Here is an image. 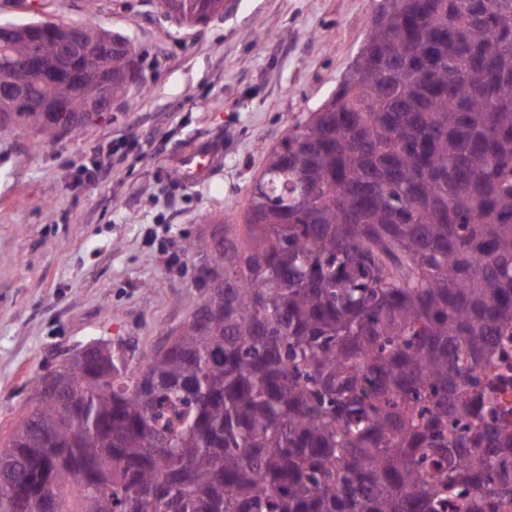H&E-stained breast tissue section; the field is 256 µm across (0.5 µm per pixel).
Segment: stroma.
Instances as JSON below:
<instances>
[{"instance_id": "obj_1", "label": "stroma", "mask_w": 512, "mask_h": 512, "mask_svg": "<svg viewBox=\"0 0 512 512\" xmlns=\"http://www.w3.org/2000/svg\"><path fill=\"white\" fill-rule=\"evenodd\" d=\"M379 0H225L198 26L153 0H0V23L54 20L127 37L147 80L110 120L48 143L0 132V437L67 354L111 344L129 363L187 315V241L241 223L269 153L348 73ZM223 157L172 176L197 141Z\"/></svg>"}]
</instances>
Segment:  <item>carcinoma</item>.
<instances>
[{"instance_id": "carcinoma-1", "label": "carcinoma", "mask_w": 512, "mask_h": 512, "mask_svg": "<svg viewBox=\"0 0 512 512\" xmlns=\"http://www.w3.org/2000/svg\"><path fill=\"white\" fill-rule=\"evenodd\" d=\"M390 0L297 121L244 224L191 241V326L99 380L77 352L0 442V512H512V0ZM179 24L224 0H156ZM0 41V111L79 136L127 38L63 66L60 28ZM51 379L61 396L47 398ZM83 411L71 421L70 407Z\"/></svg>"}]
</instances>
